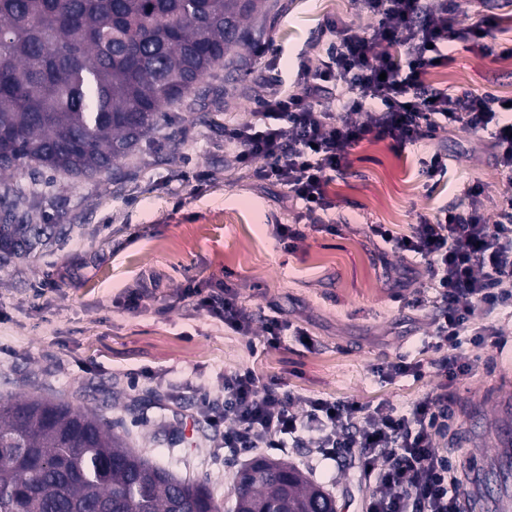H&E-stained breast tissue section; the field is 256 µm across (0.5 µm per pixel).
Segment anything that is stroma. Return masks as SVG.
I'll return each instance as SVG.
<instances>
[{
    "instance_id": "stroma-1",
    "label": "stroma",
    "mask_w": 512,
    "mask_h": 512,
    "mask_svg": "<svg viewBox=\"0 0 512 512\" xmlns=\"http://www.w3.org/2000/svg\"><path fill=\"white\" fill-rule=\"evenodd\" d=\"M367 27L355 0H280L261 37L263 62L228 82L223 70L204 78L208 100L188 93L175 125L151 131L121 160L122 183L111 175L77 181L65 175L31 183L0 175V189L31 223L51 224L54 241L22 258L0 251V394L39 392L98 408L129 446L179 476L204 481L223 512L233 502L234 476L245 457L213 447L197 415V392L221 394L225 371L248 365L259 383L303 396L401 409L439 382L424 377L379 378L376 367L403 356L428 364L432 309L398 301L399 280L416 265L371 235L373 224L410 234L421 216L465 202L481 184L486 215L495 218L508 183L489 150L491 132L438 131L403 146L361 142L344 175L333 177L332 209L306 224L294 250L274 227L295 207L274 183L255 181L224 146V128L250 120L257 97L297 88L301 61L318 62L328 44V19ZM433 87L490 92L512 103V57L484 56L451 43ZM207 121H199L200 112ZM448 156L437 180L423 176L432 153ZM224 280L256 321L277 317L309 334L304 345L285 336L275 347L225 330L170 297L189 281ZM152 292L142 313L122 309L123 289ZM504 347L457 351L470 371L448 389L455 425L441 448L464 468L484 467L495 452L487 421L512 400V308L491 315ZM165 380H156V373ZM179 396L170 404L169 393ZM264 456L295 465L331 493L342 512H361L358 475L325 460L309 469L304 448H267Z\"/></svg>"
}]
</instances>
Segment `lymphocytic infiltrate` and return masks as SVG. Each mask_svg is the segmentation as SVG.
Masks as SVG:
<instances>
[{"label": "lymphocytic infiltrate", "instance_id": "1", "mask_svg": "<svg viewBox=\"0 0 512 512\" xmlns=\"http://www.w3.org/2000/svg\"><path fill=\"white\" fill-rule=\"evenodd\" d=\"M357 4L370 26L327 20L332 41L318 64L300 65L298 90H270L250 121L225 128L224 144L237 164L283 186L300 203L301 217L313 221L333 207L330 174L344 172L351 149L365 140L401 146L431 139L441 126L475 135L490 129L495 163L512 175V113L498 111L491 95L454 94L426 82L429 70L446 62L441 48L450 42L512 56L511 45L496 41L492 17L480 14L458 25V0ZM397 47L402 55H394ZM331 86L332 103L324 98ZM370 232L423 264L419 278L432 290L431 336L440 353L433 364L438 385L399 410L262 387L255 372L241 366L225 372L222 395L200 392V411L231 454L302 445L310 457L350 465L365 489L364 512H464L461 464L438 441L453 424L448 386L468 370L454 350L465 342L477 348L502 343L490 315L512 307V192L503 194L493 221L485 215L484 189L475 185L466 203L421 217L408 237L382 224ZM176 298L237 335L258 331L234 288L188 286ZM479 310L488 318L477 324Z\"/></svg>", "mask_w": 512, "mask_h": 512}]
</instances>
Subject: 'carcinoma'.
Masks as SVG:
<instances>
[{"label":"carcinoma","mask_w":512,"mask_h":512,"mask_svg":"<svg viewBox=\"0 0 512 512\" xmlns=\"http://www.w3.org/2000/svg\"><path fill=\"white\" fill-rule=\"evenodd\" d=\"M278 0H0V173L114 170L215 69L234 76ZM0 195V250L50 242ZM232 512H333L297 467L256 457ZM0 512H221L94 408L0 395Z\"/></svg>","instance_id":"1"}]
</instances>
